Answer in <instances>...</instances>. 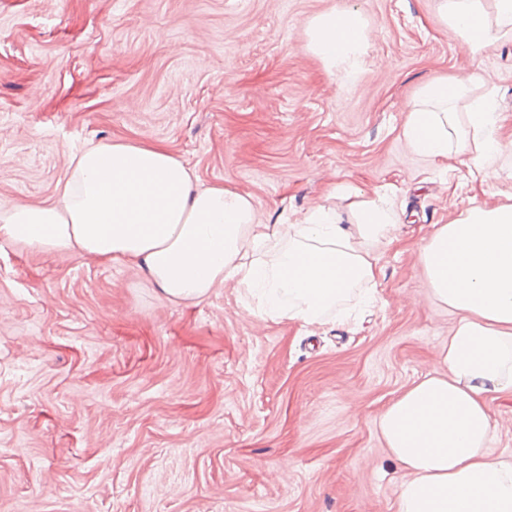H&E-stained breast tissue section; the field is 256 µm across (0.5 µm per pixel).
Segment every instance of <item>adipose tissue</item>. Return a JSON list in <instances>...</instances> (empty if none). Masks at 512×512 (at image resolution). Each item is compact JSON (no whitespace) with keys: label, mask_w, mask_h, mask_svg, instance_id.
Instances as JSON below:
<instances>
[{"label":"adipose tissue","mask_w":512,"mask_h":512,"mask_svg":"<svg viewBox=\"0 0 512 512\" xmlns=\"http://www.w3.org/2000/svg\"><path fill=\"white\" fill-rule=\"evenodd\" d=\"M449 28L470 51L512 29V0H444ZM312 52L355 75L368 28L359 11L316 16ZM475 75L426 83L402 128L418 155L466 150L483 170L501 143L491 100H468ZM467 100L465 114L453 107ZM45 206L0 207V239L49 253L123 262L174 302L202 301L234 283L270 319L320 325L355 287L375 283L379 246L392 244L397 215L386 194L306 210L292 224H261L249 195L217 183L199 187L165 147L115 141L85 148ZM435 300L457 315L426 374L380 414L378 431L402 476L397 512H512V459L494 454L488 402L512 395V203L473 207L436 227L419 248Z\"/></svg>","instance_id":"adipose-tissue-1"}]
</instances>
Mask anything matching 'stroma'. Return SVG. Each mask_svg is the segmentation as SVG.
I'll use <instances>...</instances> for the list:
<instances>
[{
  "instance_id": "obj_1",
  "label": "stroma",
  "mask_w": 512,
  "mask_h": 512,
  "mask_svg": "<svg viewBox=\"0 0 512 512\" xmlns=\"http://www.w3.org/2000/svg\"><path fill=\"white\" fill-rule=\"evenodd\" d=\"M442 0H0V206L45 205L87 145L159 143L263 224L386 191L376 300L316 330L233 283L161 298L140 269L0 240V512H397L380 412L456 323L418 258L434 226L512 196V34L475 52ZM359 11L356 76L311 21ZM479 75L502 145L484 175L402 127L430 80Z\"/></svg>"
}]
</instances>
